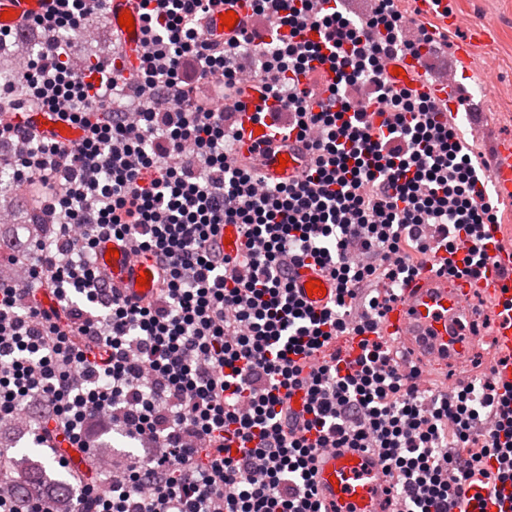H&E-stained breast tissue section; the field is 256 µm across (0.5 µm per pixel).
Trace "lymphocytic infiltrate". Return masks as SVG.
Here are the masks:
<instances>
[{
    "instance_id": "obj_1",
    "label": "lymphocytic infiltrate",
    "mask_w": 512,
    "mask_h": 512,
    "mask_svg": "<svg viewBox=\"0 0 512 512\" xmlns=\"http://www.w3.org/2000/svg\"><path fill=\"white\" fill-rule=\"evenodd\" d=\"M215 2L139 0L144 51L126 78L107 59L71 69L55 35L104 0L29 21L43 41L0 84V143L12 147L0 167L36 189L53 237L15 256L23 282L0 280V420L35 407L38 437L90 459L98 434L141 445L135 461L81 481L80 512H328L312 468L326 448L375 451L400 512L503 507L512 386L420 388L378 334L400 282L435 258L449 276L480 277L484 228L498 221L481 198L488 163L466 159L434 99L385 75L431 37H407L396 0H372L356 21L320 0H253L267 38L246 26L224 42L204 35ZM325 63L336 77L322 86ZM244 70L295 114L313 157L296 183L261 187L233 158L216 98ZM365 84L377 127L357 105ZM109 96L118 104L101 111ZM25 104L60 113L83 139L66 148L9 122ZM224 224L238 228L237 257L223 250ZM115 236L154 258L157 301L129 298L96 265L99 241ZM311 262L336 284L318 313L295 293ZM38 287L50 305L29 302ZM356 336L364 353L345 361L337 343Z\"/></svg>"
}]
</instances>
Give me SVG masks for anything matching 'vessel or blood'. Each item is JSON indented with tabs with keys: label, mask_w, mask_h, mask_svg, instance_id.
Returning a JSON list of instances; mask_svg holds the SVG:
<instances>
[{
	"label": "vessel or blood",
	"mask_w": 512,
	"mask_h": 512,
	"mask_svg": "<svg viewBox=\"0 0 512 512\" xmlns=\"http://www.w3.org/2000/svg\"><path fill=\"white\" fill-rule=\"evenodd\" d=\"M63 0H0L1 12H11V19L0 17V27L10 23L21 25L36 17L46 18L63 10ZM105 9L110 23L116 24L120 40L119 56L115 62L123 75L134 73L139 64L141 29L127 31L117 21L126 11H136L137 0H106ZM234 11L239 21H247L253 14L252 0H231L218 5L205 21L212 38L225 39L232 31L223 26L221 16ZM417 17L434 22L429 33L434 40H442L448 28L453 27L454 13L448 0H415ZM472 39L458 42L454 53L455 65L449 66L434 79H426L422 59L407 57L399 62L401 72L392 76L396 86L408 87L434 98L452 111H459L464 99L461 95V74L457 68L466 60ZM261 83L243 87L242 108L234 114L235 156L242 163L256 169L267 181L288 184L298 181L307 169V160L287 129L293 115L281 103L265 99ZM264 108V118H256L257 108ZM26 122L30 129L44 134L60 144L72 146L84 136L83 129L73 123L61 121L58 113L33 109ZM489 184L501 199L512 198V139L502 138L492 146V167ZM116 250V257H108V250ZM99 265L114 286L131 298L151 297L155 282L139 287L140 273L152 270L149 256H133L127 243L117 240L100 242L97 247ZM490 261L484 275L448 279L432 267H425L408 277L401 285L397 300L392 303L380 324V334L390 343L403 349L407 359L418 361L420 379L430 382L429 370L435 365H448L451 361L472 357L479 347V339L464 332V318L474 306L485 307L493 317L488 341L493 352L512 354V309L505 302L512 298V288H506L505 276L512 273V250L490 248ZM323 280L325 292L308 294L306 282ZM296 291L305 297L307 306L319 310L330 301L335 286L324 279L319 267L300 268ZM314 480L320 498L332 512H387V490L391 478L386 475L376 454L352 448H330L319 455L314 463Z\"/></svg>",
	"instance_id": "obj_1"
}]
</instances>
